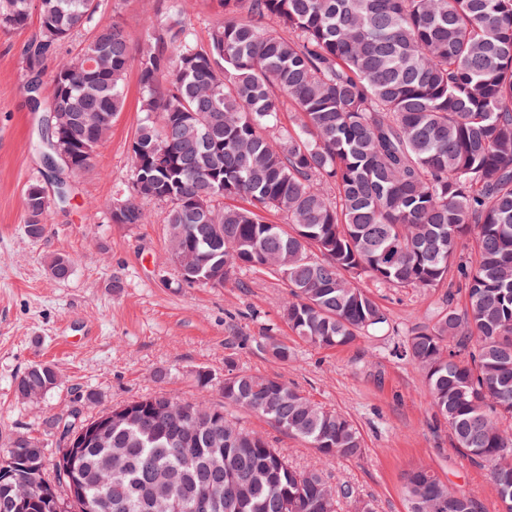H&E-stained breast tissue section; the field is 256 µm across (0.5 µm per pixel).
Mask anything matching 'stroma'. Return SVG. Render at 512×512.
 <instances>
[{"mask_svg":"<svg viewBox=\"0 0 512 512\" xmlns=\"http://www.w3.org/2000/svg\"><path fill=\"white\" fill-rule=\"evenodd\" d=\"M163 0H103L100 19L121 21L132 52L147 39L146 20H160ZM37 17L19 29L0 30V455L23 432L46 446L54 463L60 442L46 432L47 416L80 408L91 419L138 397L163 392L178 401L224 403L227 363L298 387L309 399L351 419L365 450L327 469L330 483L352 487L374 512H408L405 470L422 465L449 487L471 492L485 512L498 505L489 470L463 460L436 416L423 374L399 356L412 327L430 322L446 292L382 288L392 330L333 350L293 336L280 317L288 296L278 278L243 273L223 287L188 285L168 254L166 206L143 202V224L113 223L109 207L122 197L130 174L129 146L140 121L136 71H129L126 102L113 119L93 166L70 180L69 202L55 200L42 239L27 236L24 194L41 180L42 115L22 90L39 78L50 92L52 70L74 57L91 36L82 31L59 45L40 73L29 68L25 48ZM71 263L67 278H54L56 255ZM288 343L293 357L276 361L263 336ZM34 364L51 365L58 382L40 398L22 400L15 381ZM211 381L200 387L198 371ZM249 430L286 449L299 468L318 465L315 449L285 435L264 418L237 410Z\"/></svg>","mask_w":512,"mask_h":512,"instance_id":"stroma-1","label":"stroma"}]
</instances>
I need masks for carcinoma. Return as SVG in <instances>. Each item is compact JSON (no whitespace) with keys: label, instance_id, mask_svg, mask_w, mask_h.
I'll list each match as a JSON object with an SVG mask.
<instances>
[{"label":"carcinoma","instance_id":"1","mask_svg":"<svg viewBox=\"0 0 512 512\" xmlns=\"http://www.w3.org/2000/svg\"><path fill=\"white\" fill-rule=\"evenodd\" d=\"M215 2L224 24L200 45L181 0H166L137 59L120 21L96 26L52 75L45 112L64 113L70 137L44 134L42 177L67 198L64 172L92 166L135 66L142 118L127 195L110 215L143 224L140 201L166 204L183 282L279 277L289 288L282 319L319 349L390 326L365 280L425 292L461 283L464 306L450 299L409 330L402 356L424 375L456 452L490 469L499 512H512V0ZM34 7L32 70L101 4L0 0V27L25 26ZM285 111L297 121L283 124ZM48 207L41 184H30L29 237L46 232ZM464 237L470 261L457 257ZM264 347L280 362L293 355L273 335ZM55 385L54 369L36 364L15 393L28 400ZM224 400L305 442L321 467L295 468L221 408L195 401L183 412L150 394L112 408L110 435L82 459L100 512H193L178 497L186 486L209 489L223 512H338L353 497L324 472L363 453L349 418L231 362ZM78 416L44 426L63 438ZM403 488L409 512H473L477 502L424 466L404 474Z\"/></svg>","mask_w":512,"mask_h":512}]
</instances>
